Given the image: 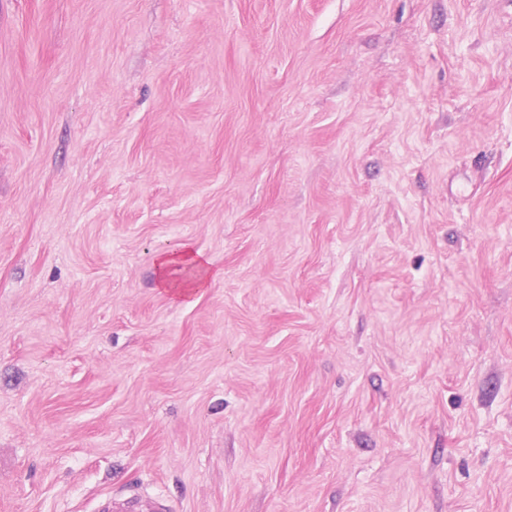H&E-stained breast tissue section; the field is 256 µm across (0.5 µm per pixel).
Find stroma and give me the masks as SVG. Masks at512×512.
Here are the masks:
<instances>
[{"mask_svg": "<svg viewBox=\"0 0 512 512\" xmlns=\"http://www.w3.org/2000/svg\"><path fill=\"white\" fill-rule=\"evenodd\" d=\"M131 495L512 512V0H0V512ZM153 263L158 273V288L170 294L175 302L202 292L221 275L203 253L188 243L177 251L157 253Z\"/></svg>", "mask_w": 512, "mask_h": 512, "instance_id": "1", "label": "stroma"}]
</instances>
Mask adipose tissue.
<instances>
[{
    "instance_id": "obj_1",
    "label": "adipose tissue",
    "mask_w": 512,
    "mask_h": 512,
    "mask_svg": "<svg viewBox=\"0 0 512 512\" xmlns=\"http://www.w3.org/2000/svg\"><path fill=\"white\" fill-rule=\"evenodd\" d=\"M153 263L158 273L159 288L176 302L202 292L219 276L210 260L187 243L182 244L179 250L157 253Z\"/></svg>"
}]
</instances>
